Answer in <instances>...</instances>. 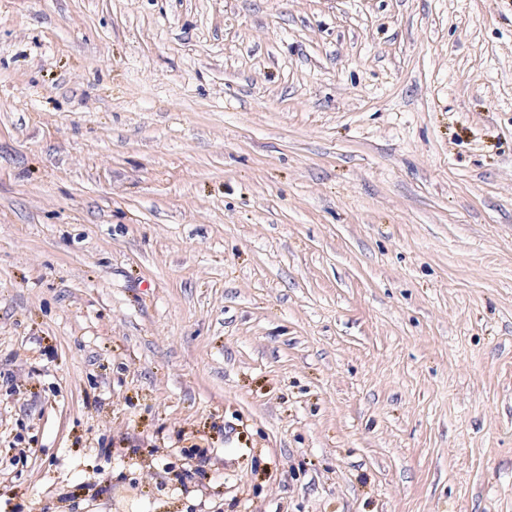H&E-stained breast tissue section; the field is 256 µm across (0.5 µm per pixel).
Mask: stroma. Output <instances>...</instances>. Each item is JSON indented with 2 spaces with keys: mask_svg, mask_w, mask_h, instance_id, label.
<instances>
[{
  "mask_svg": "<svg viewBox=\"0 0 512 512\" xmlns=\"http://www.w3.org/2000/svg\"><path fill=\"white\" fill-rule=\"evenodd\" d=\"M0 512H512V0H0Z\"/></svg>",
  "mask_w": 512,
  "mask_h": 512,
  "instance_id": "35a3bbf8",
  "label": "stroma"
}]
</instances>
